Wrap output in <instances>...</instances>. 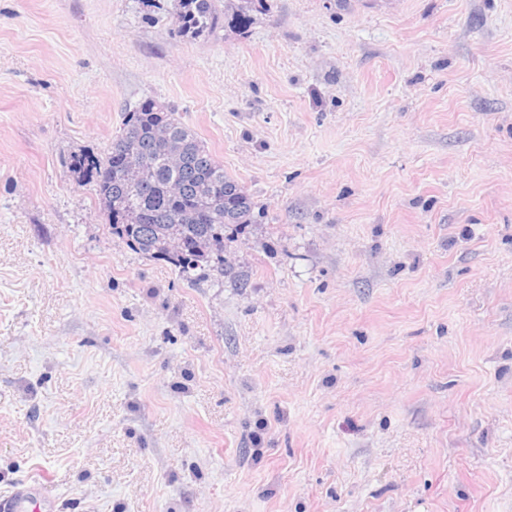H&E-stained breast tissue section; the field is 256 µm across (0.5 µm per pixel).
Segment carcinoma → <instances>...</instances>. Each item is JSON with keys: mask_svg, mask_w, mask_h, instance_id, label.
<instances>
[{"mask_svg": "<svg viewBox=\"0 0 512 512\" xmlns=\"http://www.w3.org/2000/svg\"><path fill=\"white\" fill-rule=\"evenodd\" d=\"M262 0H178L173 24L195 34L219 27L222 10L242 24ZM69 167L93 182L112 238L164 261L188 282L235 276L225 253L236 232L252 223L255 203L224 173L171 106L148 100L126 113L107 152L76 154Z\"/></svg>", "mask_w": 512, "mask_h": 512, "instance_id": "obj_1", "label": "carcinoma"}]
</instances>
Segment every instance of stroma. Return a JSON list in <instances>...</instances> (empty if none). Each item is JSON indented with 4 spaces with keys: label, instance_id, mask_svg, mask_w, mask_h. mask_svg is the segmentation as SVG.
Here are the masks:
<instances>
[{
    "label": "stroma",
    "instance_id": "1",
    "mask_svg": "<svg viewBox=\"0 0 512 512\" xmlns=\"http://www.w3.org/2000/svg\"><path fill=\"white\" fill-rule=\"evenodd\" d=\"M0 0V498L512 512V0ZM169 104L255 203L191 284L72 155ZM221 0H178L173 24L179 30L203 34L215 30L221 22Z\"/></svg>",
    "mask_w": 512,
    "mask_h": 512
}]
</instances>
